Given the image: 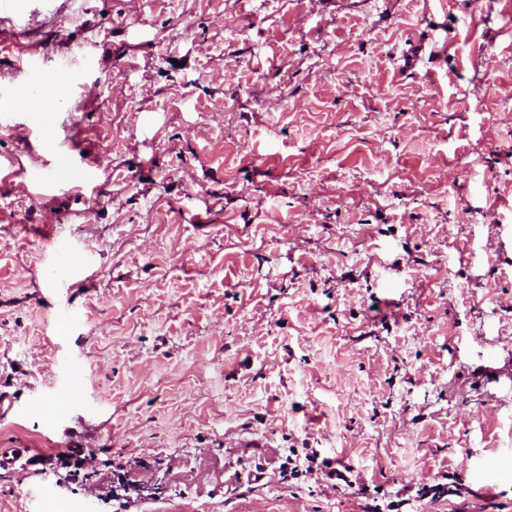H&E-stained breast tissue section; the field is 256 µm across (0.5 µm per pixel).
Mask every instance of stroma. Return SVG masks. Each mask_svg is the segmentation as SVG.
<instances>
[{
    "label": "stroma",
    "mask_w": 512,
    "mask_h": 512,
    "mask_svg": "<svg viewBox=\"0 0 512 512\" xmlns=\"http://www.w3.org/2000/svg\"><path fill=\"white\" fill-rule=\"evenodd\" d=\"M0 13V84L84 57L0 104V512H112L116 458L132 512H512V0ZM41 131L95 179L32 187ZM45 224L89 260L62 286ZM69 449L79 484L28 463ZM42 65L37 56H30L27 58L20 69L23 75L22 79L1 86V100L6 107L14 111H20L21 98L23 96L22 87L26 84L28 76L33 72H41ZM302 452L299 453V449H292V456H288V469L289 477L298 479L302 476H324L330 481H341L348 486H352L353 481L350 480L348 474L351 473L349 468L339 465L343 469L333 466V463L324 458L321 463H318L320 452L315 448H301ZM290 457V458H289ZM302 460V464H301ZM293 465V466H292Z\"/></svg>",
    "instance_id": "1"
}]
</instances>
